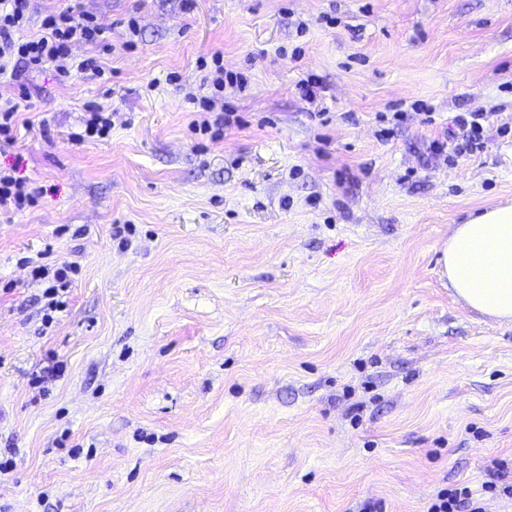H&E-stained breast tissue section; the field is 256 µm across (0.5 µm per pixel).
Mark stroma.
Returning <instances> with one entry per match:
<instances>
[{"mask_svg": "<svg viewBox=\"0 0 512 512\" xmlns=\"http://www.w3.org/2000/svg\"><path fill=\"white\" fill-rule=\"evenodd\" d=\"M81 6L111 47L73 53L110 83L0 74L34 102L0 169L38 198L0 215V512H427L463 486L512 512L485 488L498 460L512 483V322L439 264L512 205V0ZM215 54L247 85L210 141L187 95ZM91 105L112 134L73 142ZM465 112L487 146L456 155ZM64 261L48 326L30 271Z\"/></svg>", "mask_w": 512, "mask_h": 512, "instance_id": "1", "label": "stroma"}]
</instances>
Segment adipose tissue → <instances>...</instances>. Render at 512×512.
<instances>
[{
	"mask_svg": "<svg viewBox=\"0 0 512 512\" xmlns=\"http://www.w3.org/2000/svg\"><path fill=\"white\" fill-rule=\"evenodd\" d=\"M440 263L470 308L512 321V206L489 209L457 225Z\"/></svg>",
	"mask_w": 512,
	"mask_h": 512,
	"instance_id": "ef3b65f1",
	"label": "adipose tissue"
}]
</instances>
